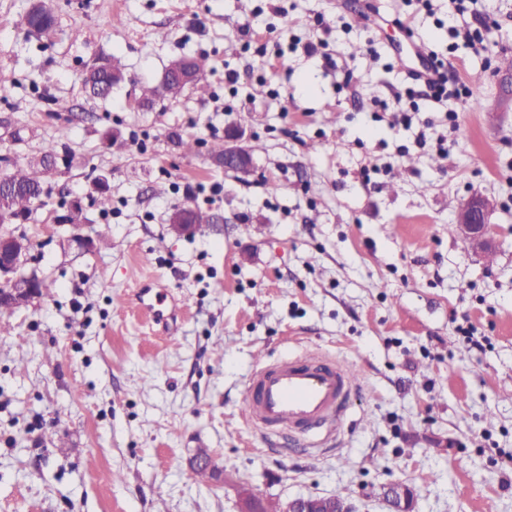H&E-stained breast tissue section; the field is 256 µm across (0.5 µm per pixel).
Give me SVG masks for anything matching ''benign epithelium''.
<instances>
[{"instance_id": "obj_1", "label": "benign epithelium", "mask_w": 512, "mask_h": 512, "mask_svg": "<svg viewBox=\"0 0 512 512\" xmlns=\"http://www.w3.org/2000/svg\"><path fill=\"white\" fill-rule=\"evenodd\" d=\"M224 157L215 160L225 172L246 174L251 170L253 157L249 147L241 142V136L224 137ZM495 209L492 199L483 195H472L465 199L456 211L455 226L458 235L474 254L485 253L494 248L489 217ZM31 245L21 235H0V303L13 304L31 302L40 298L44 289L36 269L28 267L31 262ZM383 498L390 507L389 512H413L414 499L406 487L392 483L384 488ZM320 498L298 497L288 500L284 512H319Z\"/></svg>"}]
</instances>
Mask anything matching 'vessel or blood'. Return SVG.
<instances>
[{
  "mask_svg": "<svg viewBox=\"0 0 512 512\" xmlns=\"http://www.w3.org/2000/svg\"><path fill=\"white\" fill-rule=\"evenodd\" d=\"M354 386L345 366L314 355L265 364L252 373L242 405L251 424L306 438L341 425Z\"/></svg>",
  "mask_w": 512,
  "mask_h": 512,
  "instance_id": "obj_1",
  "label": "vessel or blood"
}]
</instances>
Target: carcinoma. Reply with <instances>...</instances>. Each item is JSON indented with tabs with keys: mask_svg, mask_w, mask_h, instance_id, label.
Returning a JSON list of instances; mask_svg holds the SVG:
<instances>
[{
	"mask_svg": "<svg viewBox=\"0 0 512 512\" xmlns=\"http://www.w3.org/2000/svg\"><path fill=\"white\" fill-rule=\"evenodd\" d=\"M57 0H37L25 17L29 31L46 40H51L55 33ZM198 78L191 86H186L179 80L164 72L157 86L144 85L140 92V105L149 107L158 98L171 101L179 100L186 89L203 96L209 93L208 85L203 81V75L208 67V57L200 54L191 57ZM125 65L121 59L111 56L103 63L87 68L82 77L86 92L92 99L105 100L112 94V89L125 80ZM67 131L59 130L55 139L45 143L39 152L22 163L11 162L10 154L0 155V162L12 165L7 174L0 177V182L10 186L6 195V206L15 218H30L32 213L41 205L42 198L50 192V176L43 167L41 160L48 158L58 150L66 147L64 139Z\"/></svg>",
	"mask_w": 512,
	"mask_h": 512,
	"instance_id": "obj_1",
	"label": "carcinoma"
}]
</instances>
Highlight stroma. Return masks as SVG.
<instances>
[{"mask_svg": "<svg viewBox=\"0 0 512 512\" xmlns=\"http://www.w3.org/2000/svg\"><path fill=\"white\" fill-rule=\"evenodd\" d=\"M31 3L0 0V148L21 160L64 127L74 161L20 227L50 287L0 336V512H237L243 487L266 505L340 493L388 512L392 482L419 489L415 512H512V93L498 72L512 0L454 16L448 0H58L49 41L25 31ZM478 11L497 22L479 51L448 32ZM408 40L480 111L422 91L395 124L417 62L393 47ZM196 54L206 96L137 107L141 85ZM109 55L125 80L91 101L82 73ZM237 128L244 178L209 154ZM476 193L496 202L490 260L453 224ZM75 198L86 223L60 224ZM177 207L222 221L179 236ZM104 230L110 249L79 246ZM311 353L357 382L318 449L241 417L257 363ZM200 447L220 470L203 483Z\"/></svg>", "mask_w": 512, "mask_h": 512, "instance_id": "35a3bbf8", "label": "stroma"}]
</instances>
